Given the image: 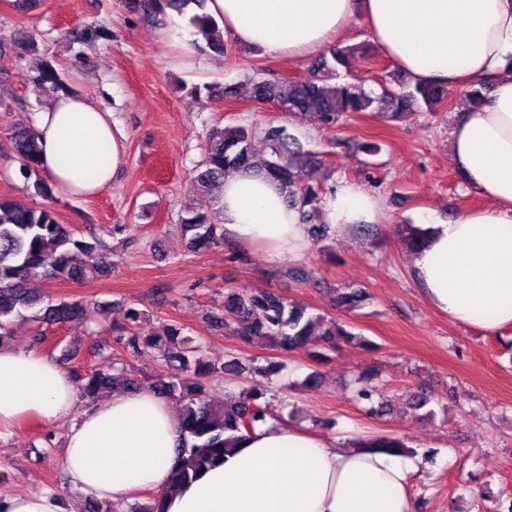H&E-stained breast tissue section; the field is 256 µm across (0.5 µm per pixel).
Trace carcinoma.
Instances as JSON below:
<instances>
[{
	"mask_svg": "<svg viewBox=\"0 0 512 512\" xmlns=\"http://www.w3.org/2000/svg\"><path fill=\"white\" fill-rule=\"evenodd\" d=\"M206 0H130L129 7L158 27L165 22L167 11L184 12L194 5L201 13L192 17L193 25L204 35L203 51L222 54L226 51L224 35L216 21L203 13ZM111 38L104 27H94L81 33L80 42L93 46ZM10 45L22 58L36 49V41L23 30L10 36ZM355 45L334 48L331 57L319 56L301 74H282L260 64L249 79L252 95L261 101H274L291 116L314 114L325 128H335L351 115L384 106L390 117L401 120L415 111L437 112L449 101L450 90L439 84L420 85L395 81L385 75L377 81L378 89H366L347 79L344 69ZM29 79L56 95L70 94V88L60 75L53 60H42ZM261 137L267 145V156L256 157L253 141ZM12 158L24 175L38 172L40 145L35 129L25 128L11 134ZM325 160L304 149L297 138L282 125L268 123L258 130L250 125L227 124L215 127L206 137L205 155L196 169L194 182L202 187L199 196L184 206L179 226L190 252L198 253L224 241V226L220 224L223 208L217 189L223 185L224 174L230 171L257 172L288 187V203L300 223L312 225L313 232L323 236L327 225L322 221L320 202L325 191L318 171L326 167ZM406 245L416 250L425 241V232L412 224L402 225ZM112 267L109 253L99 239L77 237L68 224L59 222L48 203L22 205L0 197V346L12 336V317L21 309L39 307L35 321L64 324L88 315L87 305L80 300L63 299L41 305L27 283L35 277L81 283L101 275ZM368 294L362 289L337 291L336 303L348 310L362 306ZM142 313L131 308L126 325L117 329L116 343L131 353L143 357H161L164 371L154 382L153 389L162 397L179 403L182 437L176 448V460L171 469L168 490L173 492L192 481L199 472L213 466L224 454L235 448L243 433L263 422L268 415L267 391L252 390L216 404L209 398L207 377L220 371L238 375L249 372L261 377L278 374L283 365L242 359L234 354L216 369L201 359L199 349L182 334V328L168 325L155 335H144L138 329ZM214 324L230 326L246 346L275 345L283 350L311 345L318 348V362L329 359V353L343 345L355 344L364 350L373 344L353 332L348 324L333 317L312 314L308 307L270 291H250L233 288L224 292V307L208 315ZM79 394L93 398L103 392L136 389L138 381L127 366L117 359H107L84 373L75 374ZM379 368L371 366L360 371L353 380L355 399L380 408H392L390 401L378 392L376 381ZM371 447L399 455H409L402 438L383 434L370 442ZM163 497L152 494L144 501L125 506V512H163Z\"/></svg>",
	"mask_w": 512,
	"mask_h": 512,
	"instance_id": "cac0c4a2",
	"label": "carcinoma"
}]
</instances>
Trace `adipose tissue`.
Here are the masks:
<instances>
[{
  "instance_id": "1",
  "label": "adipose tissue",
  "mask_w": 512,
  "mask_h": 512,
  "mask_svg": "<svg viewBox=\"0 0 512 512\" xmlns=\"http://www.w3.org/2000/svg\"><path fill=\"white\" fill-rule=\"evenodd\" d=\"M224 35L277 59L326 49L354 17L412 82L451 88L488 85L485 100L453 123L448 151L468 192L487 200L454 221L433 216L412 272L428 305L455 324L496 332L512 326V0H206ZM156 42L177 65H205L187 16L170 13ZM39 170L61 192L89 197L111 187L126 163L127 133L92 99L63 95L40 112ZM224 235L266 246L281 258L300 252L309 225L289 209L280 183L251 172L227 176ZM337 232L373 223L380 201L351 182L322 198ZM68 422L63 464L88 498L123 504L134 489L165 488L180 441L177 413L149 390L112 394L81 408L73 376L49 357L0 347V436L28 418ZM413 463L344 447L290 424L257 423L222 462L175 495L165 512H412Z\"/></svg>"
}]
</instances>
